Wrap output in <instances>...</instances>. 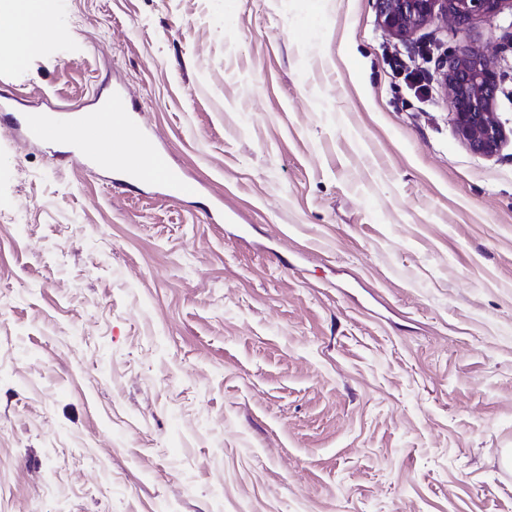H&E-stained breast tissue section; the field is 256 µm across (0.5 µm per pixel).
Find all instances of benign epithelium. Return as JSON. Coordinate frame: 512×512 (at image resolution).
<instances>
[{"mask_svg":"<svg viewBox=\"0 0 512 512\" xmlns=\"http://www.w3.org/2000/svg\"><path fill=\"white\" fill-rule=\"evenodd\" d=\"M375 5L383 27L407 40L425 25L463 26L512 6V0H375ZM438 70L451 93L456 134L476 154L496 153L505 131L495 109L500 89L495 65L481 49L470 47L440 58Z\"/></svg>","mask_w":512,"mask_h":512,"instance_id":"obj_1","label":"benign epithelium"}]
</instances>
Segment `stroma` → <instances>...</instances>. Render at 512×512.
Here are the masks:
<instances>
[{"mask_svg": "<svg viewBox=\"0 0 512 512\" xmlns=\"http://www.w3.org/2000/svg\"><path fill=\"white\" fill-rule=\"evenodd\" d=\"M56 2L0 52L59 130L0 123V512H512V9ZM472 44L492 156L435 67ZM116 85L195 196L74 161ZM375 5L383 27L402 40L431 23L463 26L505 5L512 9L511 0H375ZM438 70L451 93L456 134L476 154L496 153L505 131L495 109L500 75L477 47L454 51L438 60Z\"/></svg>", "mask_w": 512, "mask_h": 512, "instance_id": "stroma-1", "label": "stroma"}]
</instances>
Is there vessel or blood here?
<instances>
[{
    "label": "vessel or blood",
    "instance_id": "1",
    "mask_svg": "<svg viewBox=\"0 0 512 512\" xmlns=\"http://www.w3.org/2000/svg\"><path fill=\"white\" fill-rule=\"evenodd\" d=\"M109 105L114 114L112 121L87 119L77 132L80 145L93 147L100 160L111 161L130 184L161 186L172 199L195 195L196 185L172 166L168 156L138 123L127 118L126 98L121 89H113Z\"/></svg>",
    "mask_w": 512,
    "mask_h": 512
}]
</instances>
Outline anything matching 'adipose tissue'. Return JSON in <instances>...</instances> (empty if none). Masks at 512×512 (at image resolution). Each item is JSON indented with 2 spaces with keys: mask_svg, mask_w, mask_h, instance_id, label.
Instances as JSON below:
<instances>
[{
  "mask_svg": "<svg viewBox=\"0 0 512 512\" xmlns=\"http://www.w3.org/2000/svg\"><path fill=\"white\" fill-rule=\"evenodd\" d=\"M52 0H9L0 7V49L22 59L45 38Z\"/></svg>",
  "mask_w": 512,
  "mask_h": 512,
  "instance_id": "ef3b65f1",
  "label": "adipose tissue"
}]
</instances>
